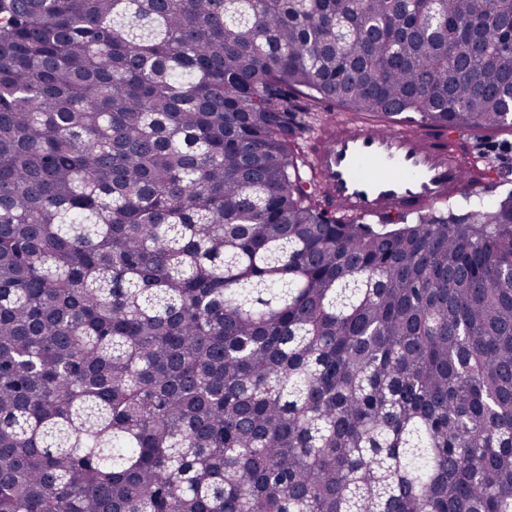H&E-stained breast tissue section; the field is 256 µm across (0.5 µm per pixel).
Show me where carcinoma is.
<instances>
[{"label":"carcinoma","mask_w":512,"mask_h":512,"mask_svg":"<svg viewBox=\"0 0 512 512\" xmlns=\"http://www.w3.org/2000/svg\"><path fill=\"white\" fill-rule=\"evenodd\" d=\"M508 10L4 6L0 512H512V193L368 224L303 136L512 130Z\"/></svg>","instance_id":"carcinoma-1"}]
</instances>
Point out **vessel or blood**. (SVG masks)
Listing matches in <instances>:
<instances>
[{
  "instance_id": "vessel-or-blood-1",
  "label": "vessel or blood",
  "mask_w": 512,
  "mask_h": 512,
  "mask_svg": "<svg viewBox=\"0 0 512 512\" xmlns=\"http://www.w3.org/2000/svg\"><path fill=\"white\" fill-rule=\"evenodd\" d=\"M311 163L328 202L355 218L411 215L486 186L479 158L462 163L470 138L455 129L415 135L344 119L309 137Z\"/></svg>"
}]
</instances>
